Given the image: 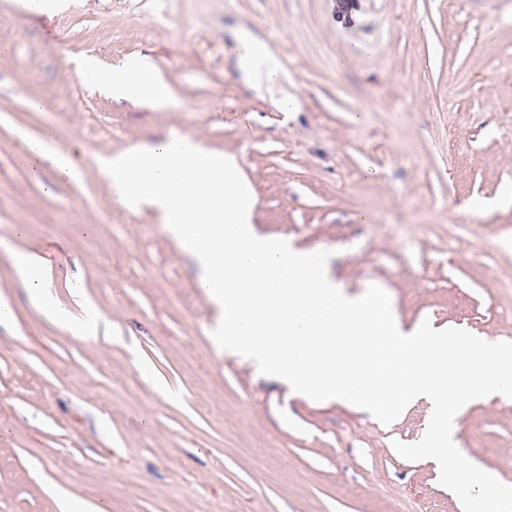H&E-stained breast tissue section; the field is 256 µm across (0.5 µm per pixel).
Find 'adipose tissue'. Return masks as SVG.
Segmentation results:
<instances>
[{
    "label": "adipose tissue",
    "mask_w": 512,
    "mask_h": 512,
    "mask_svg": "<svg viewBox=\"0 0 512 512\" xmlns=\"http://www.w3.org/2000/svg\"><path fill=\"white\" fill-rule=\"evenodd\" d=\"M231 43L226 53L232 58L245 83L253 88L273 85L284 77L276 54L253 30L243 26L227 27ZM82 74L94 85L113 96L143 102L161 110L172 103L167 82L152 64L142 58L132 60L120 69L100 68L93 60H85ZM0 254L9 256L15 269L29 286V302L48 320L84 341L106 334L109 325L94 307H87L82 317L71 313L56 299L51 290L52 271L33 250L19 249L15 242L0 238Z\"/></svg>",
    "instance_id": "ef3b65f1"
}]
</instances>
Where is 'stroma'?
I'll list each match as a JSON object with an SVG mask.
<instances>
[{
    "mask_svg": "<svg viewBox=\"0 0 512 512\" xmlns=\"http://www.w3.org/2000/svg\"><path fill=\"white\" fill-rule=\"evenodd\" d=\"M0 0V237L56 247L52 290L112 336L81 341L30 304L0 256V512H59L54 487L110 512H463L426 460L429 406L391 424L288 396L219 354L199 267L151 211H128L96 159L168 134L233 156L254 222L333 248L350 290L382 287L404 327L430 321L512 341V0ZM273 41L287 82L256 91L224 59L236 23ZM146 57L164 111L102 93L79 58ZM344 67H337V58ZM299 111H276L282 95ZM42 110L30 107L31 101ZM362 112L360 123L351 116ZM69 152L76 178L20 160L26 136ZM460 448L512 483V404L470 405Z\"/></svg>",
    "mask_w": 512,
    "mask_h": 512,
    "instance_id": "1",
    "label": "stroma"
}]
</instances>
